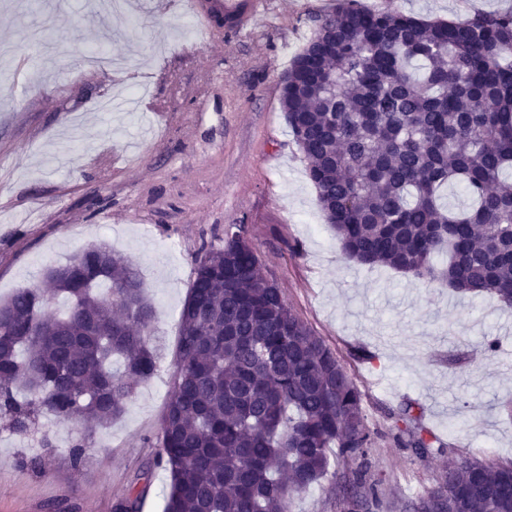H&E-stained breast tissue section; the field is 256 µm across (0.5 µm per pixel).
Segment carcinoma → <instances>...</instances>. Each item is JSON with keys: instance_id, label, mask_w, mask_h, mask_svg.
<instances>
[{"instance_id": "carcinoma-1", "label": "carcinoma", "mask_w": 512, "mask_h": 512, "mask_svg": "<svg viewBox=\"0 0 512 512\" xmlns=\"http://www.w3.org/2000/svg\"><path fill=\"white\" fill-rule=\"evenodd\" d=\"M281 106L343 255L512 309V12L422 20L348 2L315 20ZM460 186L466 202L442 201ZM437 258L448 259L438 268ZM138 268L104 243L0 300V420L42 416L87 433L126 410L155 370L156 310ZM64 300L46 312L45 288ZM410 400L386 438L459 464L411 502L424 512H512V463L462 454ZM380 432L345 365L266 285L243 224L195 259L154 465L163 512H292L328 481L339 512H393L371 471Z\"/></svg>"}]
</instances>
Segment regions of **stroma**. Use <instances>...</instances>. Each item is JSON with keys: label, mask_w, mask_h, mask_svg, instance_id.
<instances>
[{"label": "stroma", "mask_w": 512, "mask_h": 512, "mask_svg": "<svg viewBox=\"0 0 512 512\" xmlns=\"http://www.w3.org/2000/svg\"><path fill=\"white\" fill-rule=\"evenodd\" d=\"M344 2L266 0L251 31L219 26L207 41L174 0H152L150 26L131 12L114 19L128 35L118 75L84 64L106 41L90 0H46L21 14L0 0V45L13 49L0 68V296L104 242L139 268L159 347L156 370L125 412L91 438L79 422L51 417L32 440L0 432V512H115L117 496L146 473L141 512H162L168 479L152 466L149 439L170 391L194 258L228 224L247 225L265 275L344 362L370 426L384 428L385 412L408 399L457 451L512 461V422L498 408L512 398V314L439 281L347 260L288 129L283 74L313 17ZM359 3L428 20L512 10V0ZM487 336L501 342L495 355L483 352ZM455 351L469 361L449 366ZM371 461L405 504L440 474L438 459L383 438Z\"/></svg>", "instance_id": "1"}]
</instances>
